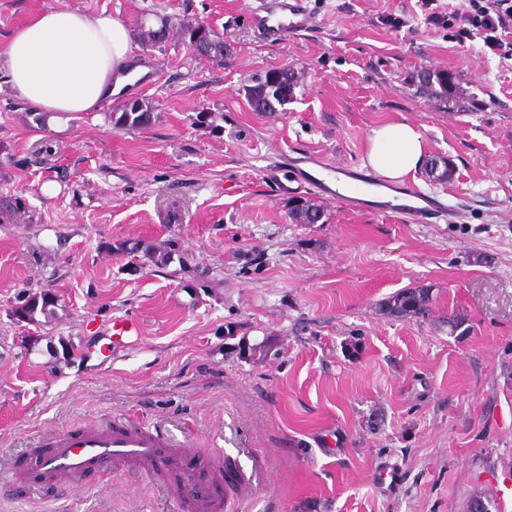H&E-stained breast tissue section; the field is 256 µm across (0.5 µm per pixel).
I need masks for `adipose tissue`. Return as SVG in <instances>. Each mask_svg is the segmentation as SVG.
<instances>
[{"mask_svg":"<svg viewBox=\"0 0 512 512\" xmlns=\"http://www.w3.org/2000/svg\"><path fill=\"white\" fill-rule=\"evenodd\" d=\"M135 44L131 29L106 13L61 5L39 13L0 48L12 94L47 118L96 112L127 83ZM426 153L422 134L405 122L372 128L366 164L401 180Z\"/></svg>","mask_w":512,"mask_h":512,"instance_id":"obj_1","label":"adipose tissue"}]
</instances>
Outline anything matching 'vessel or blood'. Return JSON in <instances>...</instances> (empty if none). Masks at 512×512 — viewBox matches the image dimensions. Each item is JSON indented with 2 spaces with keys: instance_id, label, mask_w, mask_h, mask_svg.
Masks as SVG:
<instances>
[{
  "instance_id": "b4317fda",
  "label": "vessel or blood",
  "mask_w": 512,
  "mask_h": 512,
  "mask_svg": "<svg viewBox=\"0 0 512 512\" xmlns=\"http://www.w3.org/2000/svg\"><path fill=\"white\" fill-rule=\"evenodd\" d=\"M249 19L264 40L276 43L308 29L311 14L305 0H259ZM289 166L297 183L335 198L354 213H393L413 224H430L456 212L436 192L407 182L382 181L365 167L335 166L314 153L292 158ZM171 457L172 445L160 432L134 423L118 428L89 423L49 442L25 476L54 481L93 472L102 474L116 462L157 470L167 467ZM183 501L192 512H219L221 508L211 484L200 479H188Z\"/></svg>"
}]
</instances>
